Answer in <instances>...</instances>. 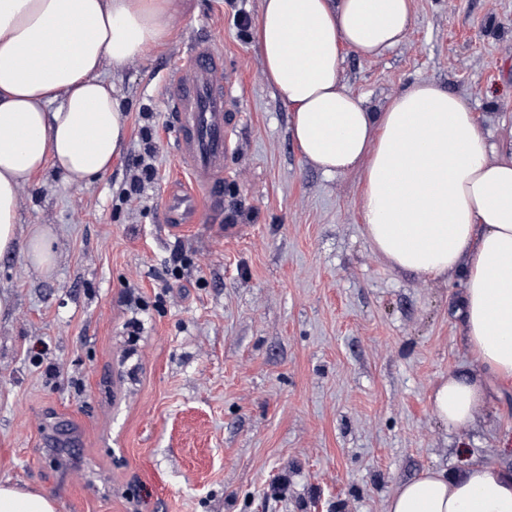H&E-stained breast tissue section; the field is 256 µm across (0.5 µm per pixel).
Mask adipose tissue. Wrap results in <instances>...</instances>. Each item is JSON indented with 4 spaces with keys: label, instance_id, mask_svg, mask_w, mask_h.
I'll return each mask as SVG.
<instances>
[{
    "label": "adipose tissue",
    "instance_id": "1",
    "mask_svg": "<svg viewBox=\"0 0 512 512\" xmlns=\"http://www.w3.org/2000/svg\"><path fill=\"white\" fill-rule=\"evenodd\" d=\"M175 6L0 0V256L18 250L53 268L51 230H21V194L48 167L72 187L110 169L126 117L105 70L163 43ZM412 23V0H261L253 39L301 155L326 175H357L372 248L397 270L461 276L459 311L481 373L441 380L431 404L442 424L465 429L490 392L512 385V120L491 138L469 97L424 81L369 111L341 80L343 52L380 56ZM0 512L56 503L1 483ZM385 512H512V471L476 461L428 469Z\"/></svg>",
    "mask_w": 512,
    "mask_h": 512
}]
</instances>
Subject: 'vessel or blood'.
Wrapping results in <instances>:
<instances>
[{"label":"vessel or blood","instance_id":"b4317fda","mask_svg":"<svg viewBox=\"0 0 512 512\" xmlns=\"http://www.w3.org/2000/svg\"><path fill=\"white\" fill-rule=\"evenodd\" d=\"M224 51L210 41H195L180 67L170 70L168 110L176 132L179 156L193 186L168 192L169 223L194 224L202 214L224 209V160L231 151L229 127L232 98L224 85Z\"/></svg>","mask_w":512,"mask_h":512}]
</instances>
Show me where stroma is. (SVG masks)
<instances>
[{
	"label": "stroma",
	"mask_w": 512,
	"mask_h": 512,
	"mask_svg": "<svg viewBox=\"0 0 512 512\" xmlns=\"http://www.w3.org/2000/svg\"><path fill=\"white\" fill-rule=\"evenodd\" d=\"M260 0H181L167 42L108 72L127 137L94 183L49 171L22 195L56 264L0 257V482L57 512H384L428 468L512 470V386L458 431L430 396L478 368L455 313L462 285L392 269L368 243L355 174L306 162L263 73ZM405 40L345 51L341 78L373 109L433 81L484 130L512 115V0H413ZM197 39L224 49L235 130L221 218L172 233L188 175L164 75ZM155 148V174L127 196Z\"/></svg>",
	"instance_id": "obj_1"
}]
</instances>
